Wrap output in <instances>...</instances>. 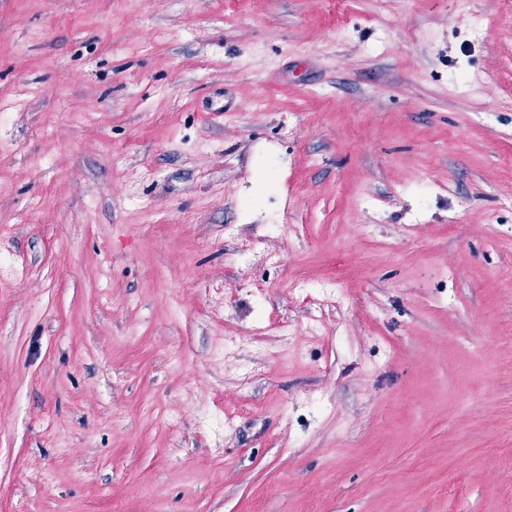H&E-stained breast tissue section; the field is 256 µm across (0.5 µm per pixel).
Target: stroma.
I'll return each mask as SVG.
<instances>
[{
    "mask_svg": "<svg viewBox=\"0 0 512 512\" xmlns=\"http://www.w3.org/2000/svg\"><path fill=\"white\" fill-rule=\"evenodd\" d=\"M0 512H512V0H0Z\"/></svg>",
    "mask_w": 512,
    "mask_h": 512,
    "instance_id": "stroma-1",
    "label": "stroma"
}]
</instances>
